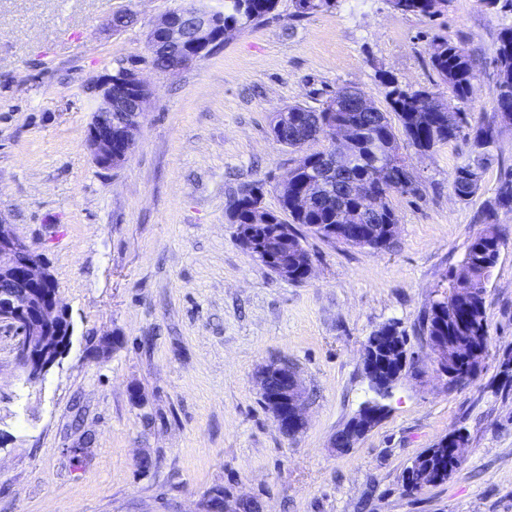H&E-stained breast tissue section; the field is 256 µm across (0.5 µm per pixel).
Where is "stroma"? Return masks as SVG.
Masks as SVG:
<instances>
[{"label":"stroma","instance_id":"35a3bbf8","mask_svg":"<svg viewBox=\"0 0 512 512\" xmlns=\"http://www.w3.org/2000/svg\"><path fill=\"white\" fill-rule=\"evenodd\" d=\"M182 0H0V214L52 274L74 326L58 366L37 383L19 368L15 330L0 326V512H197L214 490L248 495L263 512H512V210H498L500 256L486 283L490 341L478 373L438 381L419 322L480 231L476 215L512 175V129L460 201L450 185L469 147L456 140L403 153L419 181L393 196L389 249L371 252L304 232L306 281L276 277L237 241L226 210L263 182L265 208L296 158L270 133L277 108H321L338 87L386 105V72L429 87L435 34L471 55L461 103L470 123L496 96L493 50L512 8L449 0L428 19L387 0H338L293 18L280 0L261 26L170 72L149 64V24ZM132 12L136 23L108 22ZM152 92L136 145L105 169L86 143L94 80L116 64ZM397 324L410 363L386 412L354 448L337 431L372 399L362 370L368 336ZM121 339L104 358L101 337ZM285 362L307 393L308 425L281 435L261 402L257 369ZM138 387L142 403L129 397ZM467 437L460 470L410 494L405 468L453 431ZM154 466L141 473L137 459Z\"/></svg>","mask_w":512,"mask_h":512}]
</instances>
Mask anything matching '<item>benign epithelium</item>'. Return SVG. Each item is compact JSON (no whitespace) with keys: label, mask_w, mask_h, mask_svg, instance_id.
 Here are the masks:
<instances>
[{"label":"benign epithelium","mask_w":512,"mask_h":512,"mask_svg":"<svg viewBox=\"0 0 512 512\" xmlns=\"http://www.w3.org/2000/svg\"><path fill=\"white\" fill-rule=\"evenodd\" d=\"M147 38L154 39L157 50L179 51L173 69L190 66L214 51V46L224 44V30L215 29L213 15L203 9L179 6L161 15L151 25ZM98 107L88 127L87 145L96 163L112 166L114 148L135 142L145 105L146 84L141 79L122 84L112 81L107 72L92 84ZM25 288L13 301L0 300V324L21 328L16 346L18 365L31 382L44 379L45 375L65 355L71 343L70 331L64 327L69 319L57 294H47L43 288L50 282V274L39 262L31 246L18 235L12 225L0 217V278ZM431 350L436 357L435 375L451 380L455 371L448 367L446 348L434 343ZM363 369L375 398L363 404L357 420L360 426L340 429L333 446L360 438L377 422L385 406L381 400L388 397L391 387L382 377L376 362L374 348L366 345L363 350ZM264 396V406L279 432L294 437L307 426L305 392L297 371L286 363H269L256 374ZM252 500L248 495L237 498L210 494L200 504L203 512H239L241 504Z\"/></svg>","instance_id":"7a95c632"}]
</instances>
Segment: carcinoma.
Listing matches in <instances>:
<instances>
[{"instance_id":"carcinoma-1","label":"carcinoma","mask_w":512,"mask_h":512,"mask_svg":"<svg viewBox=\"0 0 512 512\" xmlns=\"http://www.w3.org/2000/svg\"><path fill=\"white\" fill-rule=\"evenodd\" d=\"M337 0H293L294 15L311 16L336 7ZM390 7L403 14L434 18L448 10V0H388ZM278 0H222V7L213 8L206 0H195L194 6L205 7L218 19H224V29L241 31L255 28L269 19ZM178 57L175 51H151L150 62L160 70L171 67ZM498 82L494 112L488 119L472 126L467 116L458 112L455 103L471 94L474 75L473 59L461 46L445 35H437L430 45L429 61L439 83L431 88L416 89L400 86L385 73L380 82L387 88L388 109L364 112L352 104L358 88L343 86L321 108L312 109L299 104L275 110L270 121L274 139L293 152L300 153L288 169V178L276 186L280 210L258 208L262 192L256 186L246 185L230 202L228 222L237 225V237L251 233L256 241L267 235L268 226L281 228L286 238L281 258L289 259L295 252L311 257L301 234L299 224L326 241H340L356 247L354 233L337 239L326 230L330 224H364L363 215L378 206L372 228L376 238L383 239L389 248L394 234L387 226L399 223V217L389 199L394 195L418 191L400 144L393 122H398L408 144L419 153H429L436 147L465 138L469 157L454 169L451 184L461 201H469L481 190L483 160L487 158L491 142L503 130L512 129V27L504 29L494 50ZM340 120L354 129V144L346 154H335L332 148L310 151V144L329 137L325 126ZM336 156L339 176L343 182L359 183V194L334 192L304 207L299 202V182L307 170H320L324 157ZM512 208V175L502 180L492 201L483 207L478 223L483 229L473 238L461 264L448 275V291L432 302L424 313L420 330L432 342L438 336L448 338V356L462 355L472 348L487 349L489 343L485 310V284L496 266L501 243V230L494 223L498 210ZM396 336V350L386 356L387 365L400 372L408 364L407 337L396 325H390ZM461 468L456 462L452 442L448 436L412 460L403 473L402 483L407 491L412 476L432 472L440 482Z\"/></svg>"}]
</instances>
